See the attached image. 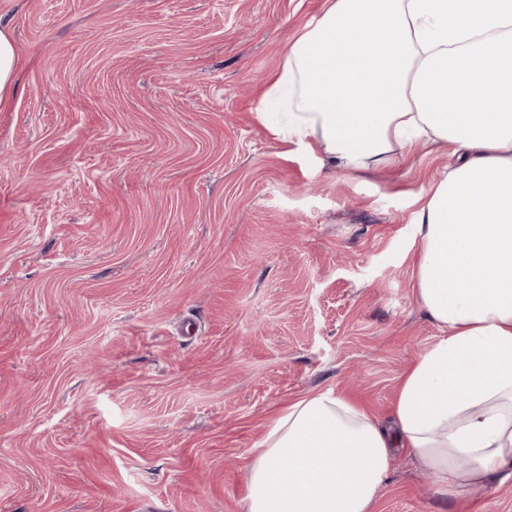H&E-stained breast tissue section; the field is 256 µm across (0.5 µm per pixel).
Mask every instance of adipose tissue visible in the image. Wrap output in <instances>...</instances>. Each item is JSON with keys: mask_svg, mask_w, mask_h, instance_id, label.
Wrapping results in <instances>:
<instances>
[{"mask_svg": "<svg viewBox=\"0 0 512 512\" xmlns=\"http://www.w3.org/2000/svg\"><path fill=\"white\" fill-rule=\"evenodd\" d=\"M327 2L263 99L278 137L346 170L419 141L456 155L413 217V292L439 338L390 423L331 388L289 404L246 512H372L401 450L460 498L512 471V0Z\"/></svg>", "mask_w": 512, "mask_h": 512, "instance_id": "1", "label": "adipose tissue"}]
</instances>
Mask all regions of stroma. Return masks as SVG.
Instances as JSON below:
<instances>
[{
  "instance_id": "35a3bbf8",
  "label": "stroma",
  "mask_w": 512,
  "mask_h": 512,
  "mask_svg": "<svg viewBox=\"0 0 512 512\" xmlns=\"http://www.w3.org/2000/svg\"><path fill=\"white\" fill-rule=\"evenodd\" d=\"M326 0H0V512H245L289 403L387 418L438 339L412 291L418 145L365 172L262 93ZM512 512V473L468 495ZM374 512H457L399 456ZM20 67L13 35L8 27L0 26V103L14 94L16 74Z\"/></svg>"
}]
</instances>
